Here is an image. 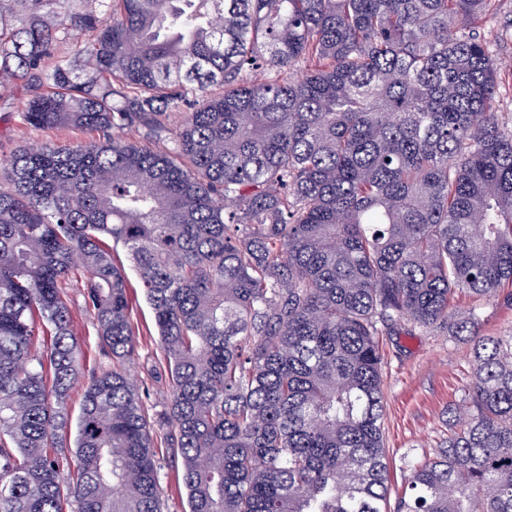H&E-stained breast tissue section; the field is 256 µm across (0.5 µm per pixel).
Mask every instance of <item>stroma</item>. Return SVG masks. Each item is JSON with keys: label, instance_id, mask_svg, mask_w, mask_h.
<instances>
[{"label": "stroma", "instance_id": "35a3bbf8", "mask_svg": "<svg viewBox=\"0 0 512 512\" xmlns=\"http://www.w3.org/2000/svg\"><path fill=\"white\" fill-rule=\"evenodd\" d=\"M477 30L487 38L499 64V110L503 117L511 119L512 0H495L492 9L478 21ZM27 95V89L20 87L15 89L13 97L0 98V188L4 190L9 187L5 174L8 163L20 150L45 142L75 146L96 138L95 132L70 126L36 129L25 124L13 101ZM112 255L118 266L129 271V317L136 334L137 352L127 370L134 384L148 391L147 419L156 428L164 422L163 404L169 386L164 377L165 362L154 316L136 272L129 269L125 249L113 246ZM83 284L81 270H74L66 288L71 329L80 347V378L67 398L68 424L72 427L81 414L88 382L112 366L111 356L102 347L97 321L86 305ZM466 354V345L444 330L412 335L397 333L383 338L382 427L389 459L391 499L403 496L407 489L408 461L433 456L447 436L448 409L458 403L470 381ZM156 451L161 461L163 512H189L180 455L162 443L157 444Z\"/></svg>", "mask_w": 512, "mask_h": 512}]
</instances>
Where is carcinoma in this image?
<instances>
[{"label": "carcinoma", "mask_w": 512, "mask_h": 512, "mask_svg": "<svg viewBox=\"0 0 512 512\" xmlns=\"http://www.w3.org/2000/svg\"><path fill=\"white\" fill-rule=\"evenodd\" d=\"M98 2L0 0V76L50 86L23 121L99 135L26 148L0 189V512H162L109 240L154 314L189 512H512V329L459 305L512 287L491 0ZM90 28L82 70L45 67ZM76 265L112 369L71 462ZM402 325L448 329L472 369L390 508L380 337Z\"/></svg>", "instance_id": "obj_1"}]
</instances>
